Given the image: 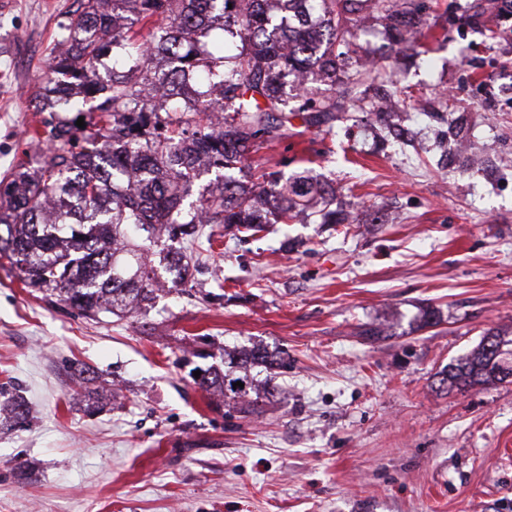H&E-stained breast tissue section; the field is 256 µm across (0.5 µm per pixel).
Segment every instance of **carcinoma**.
I'll list each match as a JSON object with an SVG mask.
<instances>
[{
  "label": "carcinoma",
  "instance_id": "obj_1",
  "mask_svg": "<svg viewBox=\"0 0 512 512\" xmlns=\"http://www.w3.org/2000/svg\"><path fill=\"white\" fill-rule=\"evenodd\" d=\"M370 7L403 28L422 24L396 0H81L59 24L63 50L35 96L36 111L76 117L45 123L51 146L38 165L0 178V257L26 285L58 294L83 316L138 313L159 286L149 250L167 261L175 242H211L208 224L254 236L297 220L299 202L322 197L320 187L303 175L288 190L271 174L248 183L233 172L249 167L258 141L280 136L288 115L315 125L334 109L328 99L313 103L305 86L301 105L288 107L280 94L288 78L316 66L333 90L360 81L364 72L350 69L336 46ZM160 16L167 22L156 23ZM148 23L147 33L137 29ZM217 29L236 54L196 48ZM109 57L104 85L97 69ZM202 167L215 170L218 184L187 205L185 187ZM489 345L501 348L499 332L487 331L448 369V385L503 381ZM237 381L249 377L206 370L199 385L246 393ZM28 416L24 398L0 387V418L23 424Z\"/></svg>",
  "mask_w": 512,
  "mask_h": 512
}]
</instances>
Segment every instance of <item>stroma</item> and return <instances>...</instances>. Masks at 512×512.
Returning a JSON list of instances; mask_svg holds the SVG:
<instances>
[{
	"instance_id": "1",
	"label": "stroma",
	"mask_w": 512,
	"mask_h": 512,
	"mask_svg": "<svg viewBox=\"0 0 512 512\" xmlns=\"http://www.w3.org/2000/svg\"><path fill=\"white\" fill-rule=\"evenodd\" d=\"M414 2L429 37L401 50L387 17L354 22L349 56L384 69L250 153L252 175L332 191L347 224L207 225L184 291L121 318L0 264V386L30 416L0 425V512H512V378L441 381L485 331L512 339V15ZM78 6L0 10V176L40 158L32 97ZM382 96L403 123L379 120ZM255 347L284 355L275 376L241 366ZM211 365L256 384L207 393Z\"/></svg>"
}]
</instances>
